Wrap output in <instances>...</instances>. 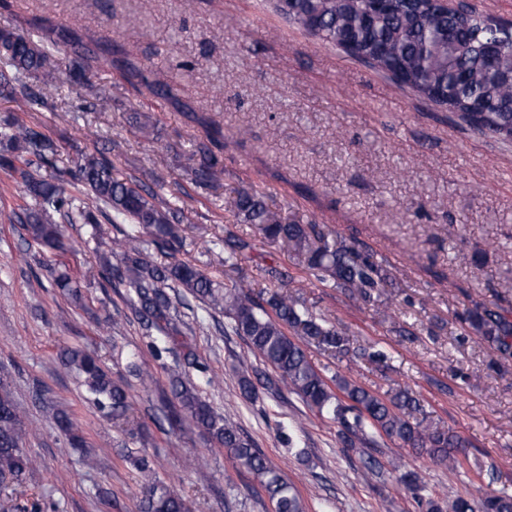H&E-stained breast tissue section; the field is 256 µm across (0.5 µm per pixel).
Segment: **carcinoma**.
<instances>
[{"label":"carcinoma","mask_w":512,"mask_h":512,"mask_svg":"<svg viewBox=\"0 0 512 512\" xmlns=\"http://www.w3.org/2000/svg\"><path fill=\"white\" fill-rule=\"evenodd\" d=\"M287 21L318 40L339 49L346 45L372 62L381 72L397 71L403 86L432 100L463 120L479 135L512 142V38L499 35L494 58L486 43L489 17L467 6L459 13L444 14L428 7L427 0H396L376 7L370 0H285ZM74 57L67 58L68 49ZM69 59L71 82L85 86L92 64L100 55L83 41H71L63 31L45 30L36 37L28 28L0 31V95L6 94L17 110L47 108L61 83L63 60ZM208 143L198 150L188 169L191 180L220 188L224 180V141L218 128L208 133ZM57 145L36 127L16 115L0 122V171L13 178L16 196L23 200L11 218L22 224L40 246L57 251L64 246V225L87 224L96 248H109L115 261L103 259L97 272L99 285H123L127 302L142 335L152 340L179 343L183 335L181 315L171 294L184 292L202 302L213 314L227 319L226 328L242 337L251 354L271 368L274 375L254 382L242 377L240 397L255 402L263 392L286 388L311 411L337 426L342 447L358 455L372 468L365 449L385 437L427 455L434 463L455 469L459 454L468 447L460 434L435 422L420 398L399 388L385 396L347 377L327 375L308 355L314 345L338 361L366 359L379 368L387 354L372 346H356L349 335L309 308L293 294L273 291L267 297L253 295L244 279L231 277L234 259L252 250L250 241L228 233L224 280L178 258L183 237L179 209L158 192L135 179L121 178L103 155L81 154L75 168L56 163ZM225 208L245 224L253 225L271 243L283 244L308 277L330 282L365 305L378 306L395 276L374 254L336 242L319 224H301L282 210L271 208L263 192L234 189L224 199ZM126 224L122 237L107 243L99 232L100 218ZM169 261L154 260V253ZM57 287L74 300L81 299L80 285L67 270L50 269ZM464 332L473 333L494 347L499 365L512 363V315L498 304L476 302L461 315ZM63 362L82 378L94 405L114 418L125 415L131 396L125 385L112 379L99 359L79 348L67 349ZM192 368L207 377L208 368L195 352L183 346V363L171 374L173 400L168 402L171 428L188 422L224 449L241 468L253 475L273 512H305L298 488L289 482L240 426L217 413L186 383L180 368ZM58 429L76 448L87 442L75 425L74 414L53 407ZM27 429L8 392L0 389V485L21 482L32 461L23 448ZM142 472L144 496L140 512H187L183 499L161 479L148 459L128 454ZM401 483L417 500L421 512H512V495L491 493L478 501L421 496L419 475L406 471Z\"/></svg>","instance_id":"obj_1"}]
</instances>
